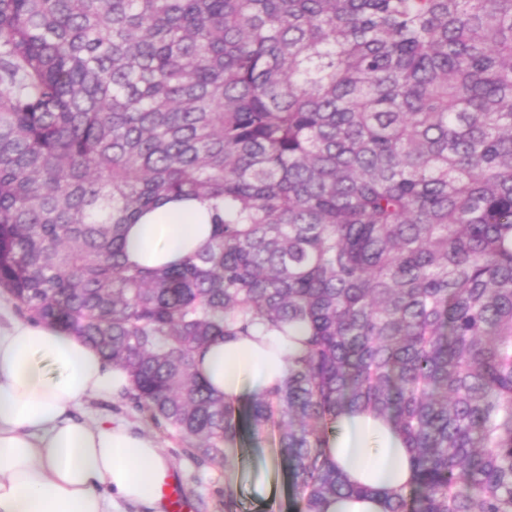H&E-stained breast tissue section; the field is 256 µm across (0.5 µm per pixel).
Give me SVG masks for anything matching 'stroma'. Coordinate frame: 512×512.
<instances>
[{
    "label": "stroma",
    "mask_w": 512,
    "mask_h": 512,
    "mask_svg": "<svg viewBox=\"0 0 512 512\" xmlns=\"http://www.w3.org/2000/svg\"><path fill=\"white\" fill-rule=\"evenodd\" d=\"M80 414L94 422L108 417L144 431L159 443L193 512H224L227 477H234L243 512H299L293 479L284 462L280 432L272 427L260 435L243 433L223 458L204 459L150 413L123 396L93 399Z\"/></svg>",
    "instance_id": "1"
}]
</instances>
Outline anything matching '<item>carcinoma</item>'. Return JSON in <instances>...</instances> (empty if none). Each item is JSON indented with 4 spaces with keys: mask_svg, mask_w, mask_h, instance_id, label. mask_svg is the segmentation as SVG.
<instances>
[{
    "mask_svg": "<svg viewBox=\"0 0 512 512\" xmlns=\"http://www.w3.org/2000/svg\"><path fill=\"white\" fill-rule=\"evenodd\" d=\"M212 240L132 265L174 198ZM0 293L223 456L277 423L302 512L368 495L345 408L412 453L385 512H512V0H0ZM305 327L246 417L195 355ZM214 229L207 202H167L144 214L138 224L128 225V261L153 268L178 263L206 245Z\"/></svg>",
    "mask_w": 512,
    "mask_h": 512,
    "instance_id": "carcinoma-1",
    "label": "carcinoma"
}]
</instances>
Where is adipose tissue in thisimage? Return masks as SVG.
<instances>
[{"label":"adipose tissue","instance_id":"adipose-tissue-1","mask_svg":"<svg viewBox=\"0 0 512 512\" xmlns=\"http://www.w3.org/2000/svg\"><path fill=\"white\" fill-rule=\"evenodd\" d=\"M214 232L208 203L177 200L129 225V262L162 268L206 245ZM300 341L264 325L216 339L197 358L206 384L237 405L280 385ZM131 387L128 373L59 326L12 317L0 322V512H116L120 504L159 512L171 464L156 440L125 423L78 417L93 398ZM327 453L366 498L328 500L322 512H385L380 491L409 487L411 452L394 423L344 411Z\"/></svg>","mask_w":512,"mask_h":512}]
</instances>
